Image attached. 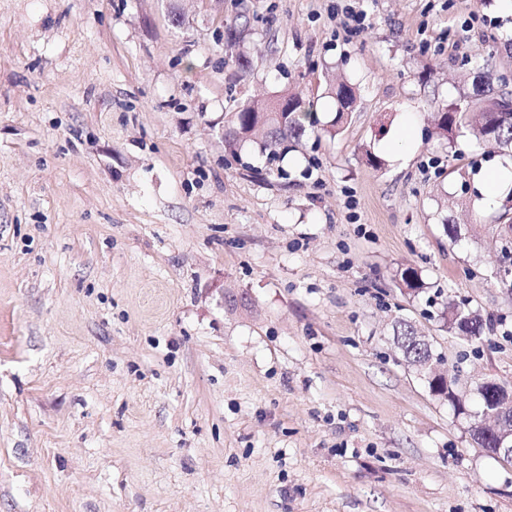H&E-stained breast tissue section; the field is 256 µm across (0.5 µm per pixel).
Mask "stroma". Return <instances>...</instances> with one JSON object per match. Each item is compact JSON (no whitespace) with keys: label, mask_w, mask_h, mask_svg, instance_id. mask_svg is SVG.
<instances>
[{"label":"stroma","mask_w":512,"mask_h":512,"mask_svg":"<svg viewBox=\"0 0 512 512\" xmlns=\"http://www.w3.org/2000/svg\"><path fill=\"white\" fill-rule=\"evenodd\" d=\"M482 66L512 86L503 0H0V512H512V461L392 341L471 409L512 386L479 205L512 156L431 117ZM341 79L335 139L225 144L285 89L330 121ZM446 313H448V330L457 334V329L461 323H472V329L470 330V336H474L473 339L479 340L484 333V319L482 315L474 310L465 308L454 301H448L446 303ZM414 333L415 330L411 325L399 322V325H396L394 329V344H401L405 347L406 351L413 350L416 344V349L412 356L408 355L409 362L415 366L422 375L425 373L434 386L437 387L442 382L449 384L448 378L444 374L440 373L437 364L427 353L430 342L426 340L424 336H419L416 333V336H414V344L410 337L413 336Z\"/></svg>","instance_id":"35a3bbf8"}]
</instances>
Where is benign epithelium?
Segmentation results:
<instances>
[{
	"instance_id": "7a95c632",
	"label": "benign epithelium",
	"mask_w": 512,
	"mask_h": 512,
	"mask_svg": "<svg viewBox=\"0 0 512 512\" xmlns=\"http://www.w3.org/2000/svg\"><path fill=\"white\" fill-rule=\"evenodd\" d=\"M414 341L416 349L408 356L409 362L434 385L448 382L427 353L430 342L419 335L414 336ZM476 419L477 442L496 456L512 458V391L504 384L490 383L484 408Z\"/></svg>"
}]
</instances>
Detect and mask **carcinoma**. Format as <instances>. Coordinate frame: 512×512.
Listing matches in <instances>:
<instances>
[{
  "label": "carcinoma",
  "mask_w": 512,
  "mask_h": 512,
  "mask_svg": "<svg viewBox=\"0 0 512 512\" xmlns=\"http://www.w3.org/2000/svg\"><path fill=\"white\" fill-rule=\"evenodd\" d=\"M334 94L337 109L327 125L320 124L300 94L290 91L288 100L295 105V109L279 119L270 112H253L247 105L235 113L225 129L224 140L231 147L241 142L257 141L262 150L274 155L285 142H299L311 134L317 139L323 136L333 138L347 123L355 91L351 85L342 82L334 88ZM502 96L503 91L494 89L488 73H478L473 79V95H465L450 104L437 106L439 120L436 133L451 144L456 134L468 131L484 146L500 151L512 150V112L498 110ZM502 209L503 213L498 217L500 223L492 225L491 229L506 240L505 251L508 252L512 251V222L506 223L504 219L512 211V187L505 196ZM446 313L448 331L455 333L461 324L470 323V335L474 339L478 340L483 335L484 319L479 312L450 301L446 303ZM414 333L411 325L399 323L394 329V344H400L408 351L413 350L415 344L411 336Z\"/></svg>",
  "instance_id": "1"
}]
</instances>
